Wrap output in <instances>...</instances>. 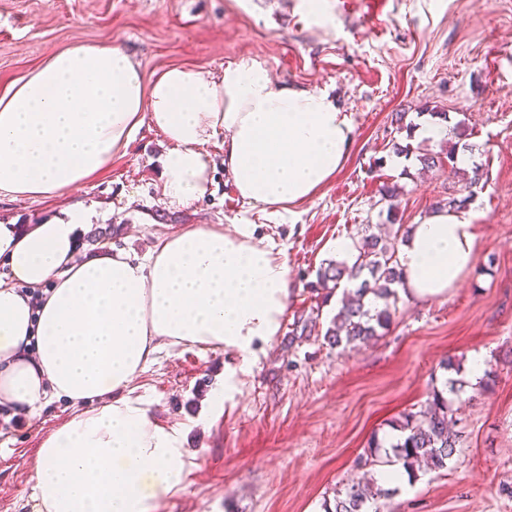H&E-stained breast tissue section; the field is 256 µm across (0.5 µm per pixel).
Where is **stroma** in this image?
Listing matches in <instances>:
<instances>
[{
    "mask_svg": "<svg viewBox=\"0 0 512 512\" xmlns=\"http://www.w3.org/2000/svg\"><path fill=\"white\" fill-rule=\"evenodd\" d=\"M368 0H0V91L50 55L109 41L140 64L145 78L172 66L214 74L244 58L280 83L329 92L351 114L350 155L310 201L287 212L243 203L211 147L213 192L186 206L163 194L161 159L169 144L143 126L107 168L60 195L36 201L0 197V222L38 224L76 205L93 208L95 236L144 254L157 237L193 224H246L282 251L293 298L278 336L222 408L210 391L230 358L219 348L164 349L136 380L154 420L187 428L189 457L180 484L156 512H324L337 489L362 478L358 461L371 438L389 446L391 424L454 381L448 405L462 446L441 470H419L383 501L384 512H512V0H381L366 24ZM444 112L464 124L483 180L472 201L477 240L467 270L444 296L400 298L383 336L354 348L329 347L322 332L340 291L317 285L335 244L394 236L421 223L436 202L459 196L463 173L424 170L423 151L440 140L395 131L391 118ZM411 158L396 164L395 146ZM397 183V210L382 201ZM318 332L293 339L295 322ZM482 357L494 384L475 387L468 363ZM454 369H444L445 361ZM76 413L45 405L25 428L0 432V512H33L31 463L44 439Z\"/></svg>",
    "mask_w": 512,
    "mask_h": 512,
    "instance_id": "stroma-1",
    "label": "stroma"
}]
</instances>
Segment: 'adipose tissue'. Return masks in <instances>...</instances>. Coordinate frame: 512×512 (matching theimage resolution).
<instances>
[{
  "instance_id": "obj_1",
  "label": "adipose tissue",
  "mask_w": 512,
  "mask_h": 512,
  "mask_svg": "<svg viewBox=\"0 0 512 512\" xmlns=\"http://www.w3.org/2000/svg\"><path fill=\"white\" fill-rule=\"evenodd\" d=\"M160 130L164 194L186 206L210 192L213 140L246 203L272 210L313 198L345 163L350 114L324 91L279 85L259 61L211 74L172 67L145 81L109 42L51 55L0 93V196L37 200L80 184L126 152L143 125ZM95 214L22 228L0 224V403L38 417L64 399L79 414L50 434L34 461L36 512H153L177 487L185 427L155 422L134 383L164 347L221 348L211 404L222 407L236 373L278 336L293 284L282 253L248 225H200L158 239L139 257L109 246L80 253ZM475 214L437 210L412 225L398 252L401 289L433 299L467 269ZM44 294L32 309L25 289Z\"/></svg>"
}]
</instances>
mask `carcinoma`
I'll return each instance as SVG.
<instances>
[{"label": "carcinoma", "mask_w": 512, "mask_h": 512, "mask_svg": "<svg viewBox=\"0 0 512 512\" xmlns=\"http://www.w3.org/2000/svg\"><path fill=\"white\" fill-rule=\"evenodd\" d=\"M420 161L426 169L448 165L457 166L456 148L448 149L446 157L424 153ZM473 176L464 186L467 196L448 201L450 206H462L474 195L479 184V167L473 166ZM356 252L352 266L345 261H330L318 271L323 287H340L345 275L358 281L350 289L352 298L344 301L324 333L331 347H356L382 335L390 326L397 311V289L403 272L397 260L396 240H382L367 235L353 244ZM453 418L448 416V399L442 392H432L431 406L427 410L408 411L392 424L396 431L390 451L380 455L368 451L363 466H401L408 474L425 461L435 469L448 467V461L459 446L460 435L450 428ZM387 492L372 490L369 482L359 480L336 491L333 502L324 503V512H381L379 501Z\"/></svg>", "instance_id": "carcinoma-1"}]
</instances>
